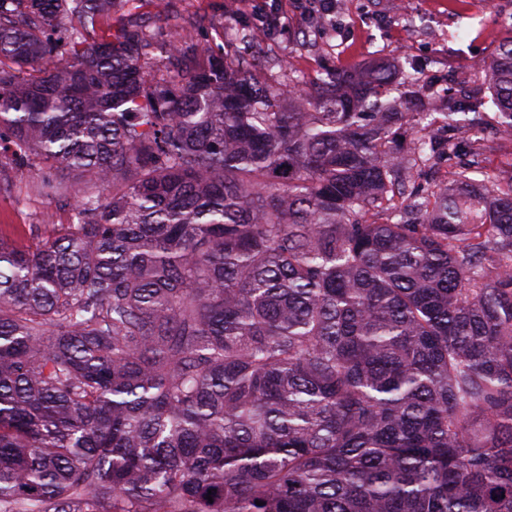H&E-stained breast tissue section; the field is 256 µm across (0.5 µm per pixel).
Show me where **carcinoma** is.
I'll return each instance as SVG.
<instances>
[{
	"label": "carcinoma",
	"instance_id": "cac0c4a2",
	"mask_svg": "<svg viewBox=\"0 0 512 512\" xmlns=\"http://www.w3.org/2000/svg\"><path fill=\"white\" fill-rule=\"evenodd\" d=\"M129 2L0 0V185L74 198L0 240V512H512V175L414 185L481 102L91 39ZM485 69L512 141V39Z\"/></svg>",
	"mask_w": 512,
	"mask_h": 512
}]
</instances>
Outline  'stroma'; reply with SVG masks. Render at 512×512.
<instances>
[{"instance_id":"1","label":"stroma","mask_w":512,"mask_h":512,"mask_svg":"<svg viewBox=\"0 0 512 512\" xmlns=\"http://www.w3.org/2000/svg\"><path fill=\"white\" fill-rule=\"evenodd\" d=\"M395 0H334L331 17L336 31L326 36V17L316 0H135L133 13L156 33L159 41L198 27L199 41L207 28L226 23L224 53L238 54V29H252L258 42L286 56L292 71L304 78H325L326 67L347 71L363 62L395 63L398 74L424 69L438 96L473 95L486 99L494 114L492 94L483 68L500 41L512 32V0H408L410 18H402ZM277 6L286 23L276 33L253 26L256 12ZM27 173L13 177L0 193V239L20 248L36 244L28 227L53 215L55 223L71 219L67 201L40 195Z\"/></svg>"}]
</instances>
